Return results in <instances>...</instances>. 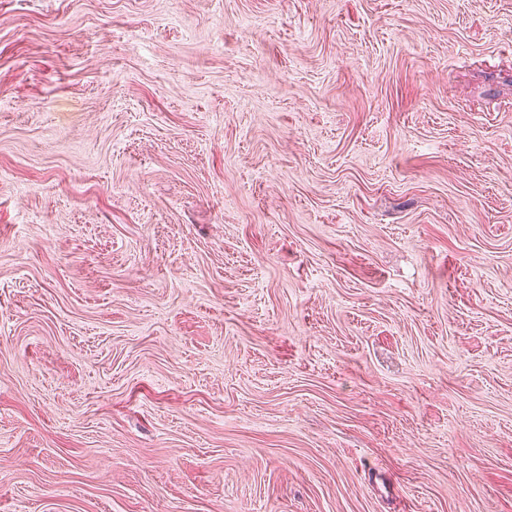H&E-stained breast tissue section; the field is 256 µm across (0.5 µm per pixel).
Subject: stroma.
I'll list each match as a JSON object with an SVG mask.
<instances>
[{"instance_id":"1","label":"stroma","mask_w":512,"mask_h":512,"mask_svg":"<svg viewBox=\"0 0 512 512\" xmlns=\"http://www.w3.org/2000/svg\"><path fill=\"white\" fill-rule=\"evenodd\" d=\"M0 512H512V0H0Z\"/></svg>"}]
</instances>
